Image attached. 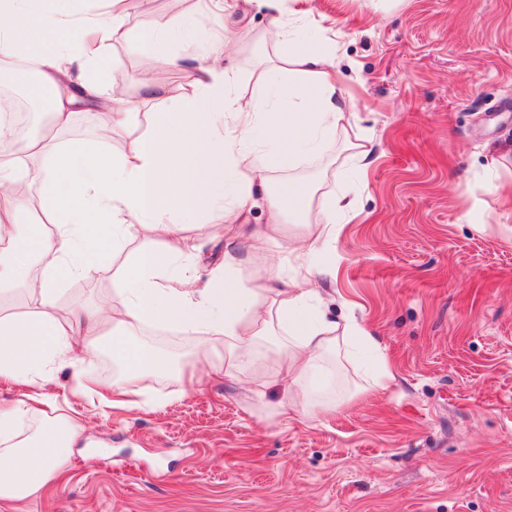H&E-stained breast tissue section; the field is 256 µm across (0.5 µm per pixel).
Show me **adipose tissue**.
Wrapping results in <instances>:
<instances>
[{
    "label": "adipose tissue",
    "instance_id": "ef3b65f1",
    "mask_svg": "<svg viewBox=\"0 0 512 512\" xmlns=\"http://www.w3.org/2000/svg\"><path fill=\"white\" fill-rule=\"evenodd\" d=\"M82 2L0 0V60L32 65L31 93L45 101L55 131L0 152V292L28 294L25 310L0 311V379L29 385L47 378L55 363H68L76 391L92 396L93 378L77 361L108 328L113 354L126 367L116 388L136 398L143 372L166 360L131 343L128 330L166 324L188 335L223 337L226 378L251 376L258 395L280 385L288 407L306 418L325 404L317 387L327 379L329 358L357 361L370 387H385L391 374L378 338L355 318L336 320L316 288L318 280L336 276V218L353 212L354 202L316 216V185L292 179L273 190L268 184L272 168L290 170L301 154L322 152L346 121L333 60L276 16L279 0H243L245 8L273 12L263 40L275 55L257 65L260 93L243 99L231 88L233 72L215 63L189 70L177 86L144 81L143 103L178 108L154 113L134 151L118 155L109 146L112 131L137 115L93 73L129 12L147 0H100L92 13ZM211 2L212 9L190 21L155 22L139 34V49L154 66H170L167 43L202 37L224 7L223 0ZM80 114L97 123L101 136L60 140ZM36 155L46 161L34 174L28 160ZM33 175L52 217L53 230L43 236L28 223L30 200L15 192ZM199 204L226 224L224 264L204 282L194 268L199 246L185 233ZM256 207L268 222L251 229L245 219ZM287 222L302 230L283 244L289 262L283 268L268 261L265 245ZM137 231L162 247L141 251L123 272L118 306L81 305L59 314L58 272L92 278L106 247ZM258 269L260 283L242 287L241 275ZM82 429L80 414L39 393L0 403V498L22 500L50 482L69 463Z\"/></svg>",
    "mask_w": 512,
    "mask_h": 512
}]
</instances>
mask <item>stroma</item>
<instances>
[{"mask_svg": "<svg viewBox=\"0 0 512 512\" xmlns=\"http://www.w3.org/2000/svg\"><path fill=\"white\" fill-rule=\"evenodd\" d=\"M294 24L332 57L352 94L349 117L321 155L269 174L299 178L356 201L336 231V281L348 313L378 336L393 379L360 390L358 368L333 376L339 408L305 421L282 392L209 373L200 337L141 325L131 339L172 360L144 375L134 409H89L69 467L0 512H512V0H283ZM209 0H153L127 18L107 61L117 99L138 107L112 149L130 152L150 109L139 85L178 84V61L232 55L234 89L255 90L266 11L167 46L157 69L136 35L161 17ZM372 162L366 181L356 159ZM202 246L199 275L224 261V227L199 215L186 226ZM150 241L134 235L86 283L62 277L59 309L118 303L122 268Z\"/></svg>", "mask_w": 512, "mask_h": 512, "instance_id": "stroma-1", "label": "stroma"}]
</instances>
